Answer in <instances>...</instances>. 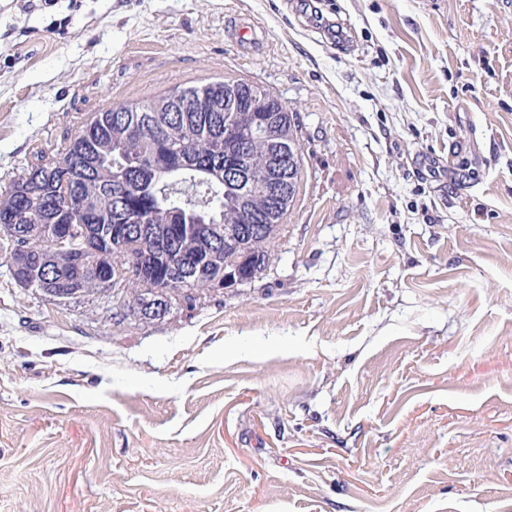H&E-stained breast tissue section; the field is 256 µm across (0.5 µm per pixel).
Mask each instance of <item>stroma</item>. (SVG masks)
Segmentation results:
<instances>
[{
	"mask_svg": "<svg viewBox=\"0 0 512 512\" xmlns=\"http://www.w3.org/2000/svg\"><path fill=\"white\" fill-rule=\"evenodd\" d=\"M308 2L0 0V190L217 78L304 172L267 272L161 319L0 266V512H512V0Z\"/></svg>",
	"mask_w": 512,
	"mask_h": 512,
	"instance_id": "35a3bbf8",
	"label": "stroma"
}]
</instances>
